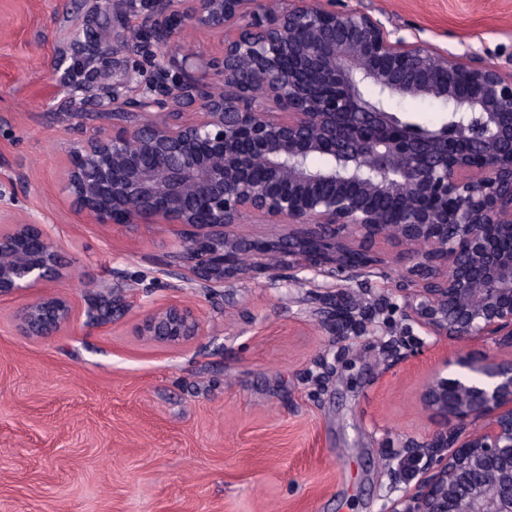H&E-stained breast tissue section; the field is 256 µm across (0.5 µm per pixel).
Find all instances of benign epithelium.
I'll list each match as a JSON object with an SVG mask.
<instances>
[{"label": "benign epithelium", "mask_w": 512, "mask_h": 512, "mask_svg": "<svg viewBox=\"0 0 512 512\" xmlns=\"http://www.w3.org/2000/svg\"><path fill=\"white\" fill-rule=\"evenodd\" d=\"M136 2L126 0L152 41L127 53L167 63L142 91L112 88V130L73 152L66 184L79 211L104 224L184 227L171 288L185 267L205 294L261 275L346 283L304 298L338 346L374 318L351 291L383 274L372 245L403 246L409 267L392 295L404 325L384 369L425 347L454 352L420 383L431 428L396 437L383 512H512V72L393 41L372 15L334 0ZM186 30L222 33L220 55L176 59ZM84 35L98 56L114 50L106 30ZM394 97L443 101L451 120L428 132L390 109ZM316 155L352 173L314 169ZM388 195L404 212L398 224L371 204ZM247 220L270 232L238 234ZM63 276L43 225L14 217L0 233V295L34 291L18 315L23 335L70 325L68 298L40 291ZM136 329L167 345L203 335L178 303L145 311ZM477 339L490 346L482 357L468 353Z\"/></svg>", "instance_id": "benign-epithelium-1"}]
</instances>
